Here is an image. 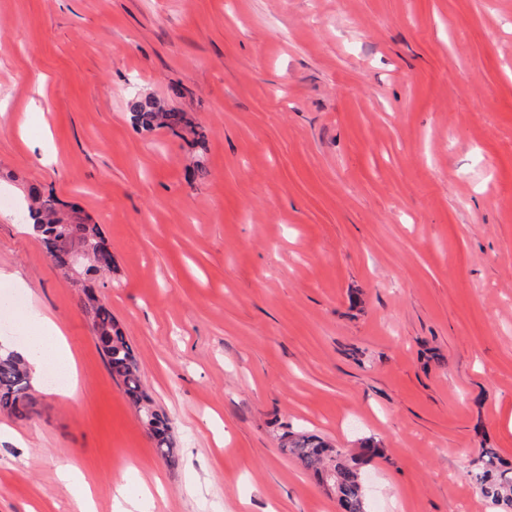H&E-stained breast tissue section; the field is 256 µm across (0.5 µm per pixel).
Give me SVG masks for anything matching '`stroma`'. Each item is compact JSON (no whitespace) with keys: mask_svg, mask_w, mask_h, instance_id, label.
I'll use <instances>...</instances> for the list:
<instances>
[{"mask_svg":"<svg viewBox=\"0 0 512 512\" xmlns=\"http://www.w3.org/2000/svg\"><path fill=\"white\" fill-rule=\"evenodd\" d=\"M135 93L196 118L208 176ZM31 184L102 225L173 460L23 232ZM0 196V336L41 308L82 388L0 415V512H80L65 462L93 512H338L287 431L377 442L373 512H498L465 472L512 462V0H0Z\"/></svg>","mask_w":512,"mask_h":512,"instance_id":"stroma-1","label":"stroma"}]
</instances>
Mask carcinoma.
Returning a JSON list of instances; mask_svg holds the SVG:
<instances>
[{"label":"carcinoma","instance_id":"obj_1","mask_svg":"<svg viewBox=\"0 0 512 512\" xmlns=\"http://www.w3.org/2000/svg\"><path fill=\"white\" fill-rule=\"evenodd\" d=\"M135 126L151 130L164 128L172 135L187 139L200 148L204 134L187 113L160 99L136 95L130 101ZM27 218L36 224L45 254L60 270L69 268L70 253L77 246L87 249L86 271L110 273L115 262L108 248L97 243L106 240L100 225L83 214L76 204H64L52 193L31 186L27 192ZM84 312H93L91 329L107 360L112 377L123 383L125 394L136 408L146 429L156 439L157 450L167 457L173 438L166 419L153 407L140 383V371L133 349L123 327L101 303L91 306L82 302ZM35 394L28 363L10 348L0 345V413L23 419L28 416ZM282 451L294 455L301 464L329 483L336 494L340 512H366L365 483L362 465L382 456L372 440H366L358 454L349 458L320 437L305 433L285 432L281 436ZM467 476L480 494L512 512V466L505 463L493 448H482L471 461Z\"/></svg>","mask_w":512,"mask_h":512}]
</instances>
